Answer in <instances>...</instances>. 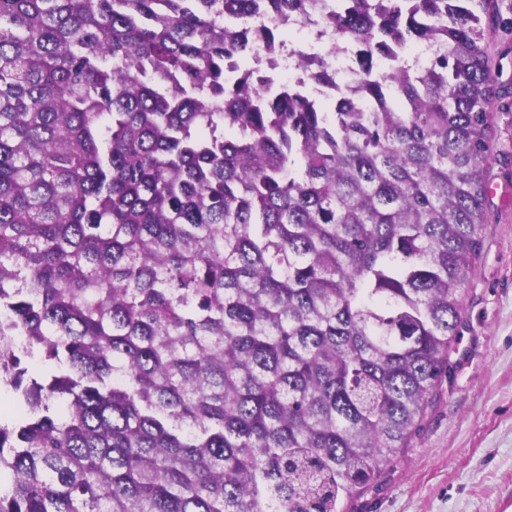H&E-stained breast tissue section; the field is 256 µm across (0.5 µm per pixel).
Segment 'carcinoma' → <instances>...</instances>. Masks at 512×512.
<instances>
[{"label": "carcinoma", "mask_w": 512, "mask_h": 512, "mask_svg": "<svg viewBox=\"0 0 512 512\" xmlns=\"http://www.w3.org/2000/svg\"><path fill=\"white\" fill-rule=\"evenodd\" d=\"M490 3L0 0V512H344L377 483L454 369ZM311 9L373 109L310 99L314 70L263 92L281 33L224 27ZM442 49L439 43L403 44L397 50L395 58H381L376 65V71L384 72L392 64L401 66L402 71L412 72L419 68H427L440 55Z\"/></svg>", "instance_id": "obj_1"}]
</instances>
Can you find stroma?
I'll return each mask as SVG.
<instances>
[{
  "instance_id": "stroma-1",
  "label": "stroma",
  "mask_w": 512,
  "mask_h": 512,
  "mask_svg": "<svg viewBox=\"0 0 512 512\" xmlns=\"http://www.w3.org/2000/svg\"><path fill=\"white\" fill-rule=\"evenodd\" d=\"M495 4L483 18L497 87L489 222L462 289L456 368L377 486L346 512H512V0Z\"/></svg>"
}]
</instances>
